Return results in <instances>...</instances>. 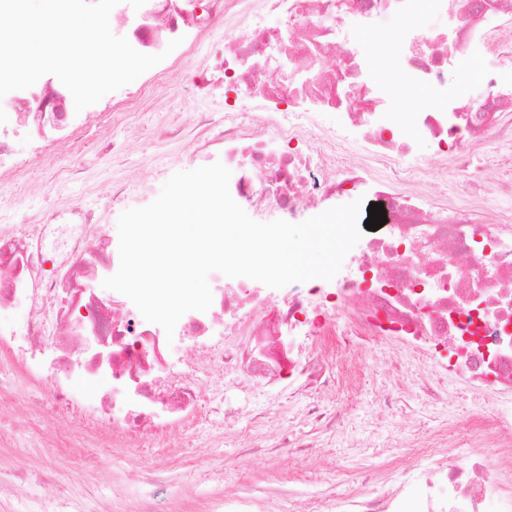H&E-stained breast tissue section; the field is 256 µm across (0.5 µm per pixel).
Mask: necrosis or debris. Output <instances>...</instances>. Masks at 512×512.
<instances>
[{
	"label": "necrosis or debris",
	"instance_id": "4bbe7bcc",
	"mask_svg": "<svg viewBox=\"0 0 512 512\" xmlns=\"http://www.w3.org/2000/svg\"><path fill=\"white\" fill-rule=\"evenodd\" d=\"M418 0H147L130 38L145 53L196 20L224 18V109L199 113L196 160L250 165L233 198L261 217L294 219L327 201L371 189L388 222L360 238L349 263L321 285L234 287L209 276L213 302L190 311L173 335L147 322L125 295L101 291L119 268V241L100 224H0V344L38 382L29 405L72 431L93 429L112 444L208 429L224 440L242 412L262 419L255 389L309 396L305 419L335 436L345 419L331 396L338 347L365 351L388 338L423 351L430 369L451 372L491 402L466 435L473 449L454 462L447 449H411L380 491L317 498L303 512H512V0H425L450 16L452 32L402 27ZM280 16L278 26L264 17ZM382 34L371 46L360 31ZM492 58L480 97L448 92L461 61ZM398 85L428 88L417 111L390 112ZM257 97L260 121L238 106ZM340 125L324 123L326 113ZM423 139H415L414 128ZM428 144L440 168L464 179L438 199L416 157ZM24 309L25 317L11 313ZM196 344L193 361L176 344ZM252 382L205 399L197 370Z\"/></svg>",
	"mask_w": 512,
	"mask_h": 512
}]
</instances>
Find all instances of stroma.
Here are the masks:
<instances>
[{
    "label": "stroma",
    "instance_id": "stroma-1",
    "mask_svg": "<svg viewBox=\"0 0 512 512\" xmlns=\"http://www.w3.org/2000/svg\"><path fill=\"white\" fill-rule=\"evenodd\" d=\"M179 35L181 44L166 59L85 108L63 131L14 130L8 140L13 166L0 175V224L90 223L113 231L122 210L150 204L174 173L195 169L192 141L159 133L191 127L196 113L223 111L224 22L185 25ZM116 187L124 194L118 208ZM389 349L386 342L373 344L359 366L343 355V366L356 368L334 396L347 420L315 456L243 451L259 427L246 418L214 448L171 447L150 438L115 448L99 433H74L63 421L31 415L20 396L0 412V469L27 463L56 476L72 496L101 503L104 512H135L150 468L170 475L158 495L161 512H210L228 491L253 499L259 512H298L303 500L355 491L352 475L396 474L409 448L454 445L456 428L483 406L482 397L443 371L438 380L446 400L402 397V413L377 424L390 387ZM391 434L398 447H388Z\"/></svg>",
    "mask_w": 512,
    "mask_h": 512
}]
</instances>
